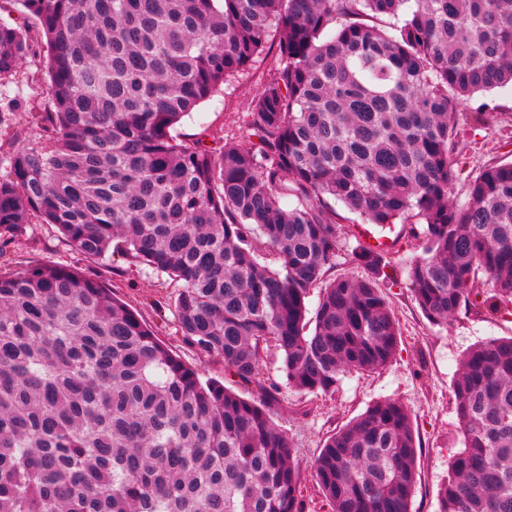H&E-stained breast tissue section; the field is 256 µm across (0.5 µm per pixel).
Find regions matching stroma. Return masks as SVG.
<instances>
[{"mask_svg":"<svg viewBox=\"0 0 512 512\" xmlns=\"http://www.w3.org/2000/svg\"><path fill=\"white\" fill-rule=\"evenodd\" d=\"M272 66L271 57L256 59L185 116L177 126L178 132L210 145L227 138L245 141L249 104ZM5 96L41 109L47 107L50 92L45 53L24 60L18 83L9 86ZM457 112L460 134L456 155L462 171L451 190V199L456 203L465 200L472 178L505 158L503 145L512 142V87L474 94L458 105ZM403 226L399 219L392 226L374 230L375 235L393 240L385 253L386 267L379 283L398 323L400 341L386 366L372 372H346L334 393L315 395L289 388L281 370V357L274 349H267L261 360L267 378L278 386L269 414L275 426L287 434L293 448L304 512H331L312 472V464L327 437L384 399L400 401L408 409L414 427L420 476L411 512H437L438 492L448 476L451 457L462 446L452 391L460 357L479 341L512 336V316L504 318L478 305L461 309L445 326L433 325L424 317L406 278L409 262L423 254V240L405 232ZM53 263L75 266L109 288L116 298L136 310L158 339L201 378L219 380L245 398L261 399L259 388L240 382L225 369L222 359L201 355L183 342L170 309L179 282L129 267L118 255L104 262L83 257L45 225L0 255L3 272Z\"/></svg>","mask_w":512,"mask_h":512,"instance_id":"obj_1","label":"stroma"}]
</instances>
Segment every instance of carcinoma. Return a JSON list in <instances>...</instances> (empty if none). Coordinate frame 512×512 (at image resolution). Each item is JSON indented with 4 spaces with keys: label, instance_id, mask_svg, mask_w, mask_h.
Here are the masks:
<instances>
[{
    "label": "carcinoma",
    "instance_id": "obj_1",
    "mask_svg": "<svg viewBox=\"0 0 512 512\" xmlns=\"http://www.w3.org/2000/svg\"><path fill=\"white\" fill-rule=\"evenodd\" d=\"M0 89L35 47L51 101L0 153V254L34 224L82 256L119 254L181 283L185 344L261 383L274 347L288 386L336 391L394 357L398 324L379 252L349 245L329 203L373 224L422 222L414 301L446 325L480 300L512 304V162L466 200L457 106L512 86V0H13ZM254 140L218 148L177 125L261 56ZM349 252L364 275L325 284ZM491 284L476 291L478 275ZM312 331H306L308 323ZM463 448L438 512H512V336L460 360ZM331 512H410L417 447L405 406L381 400L313 463ZM0 512H302L288 436L266 405L197 372L76 267L0 272Z\"/></svg>",
    "mask_w": 512,
    "mask_h": 512
}]
</instances>
